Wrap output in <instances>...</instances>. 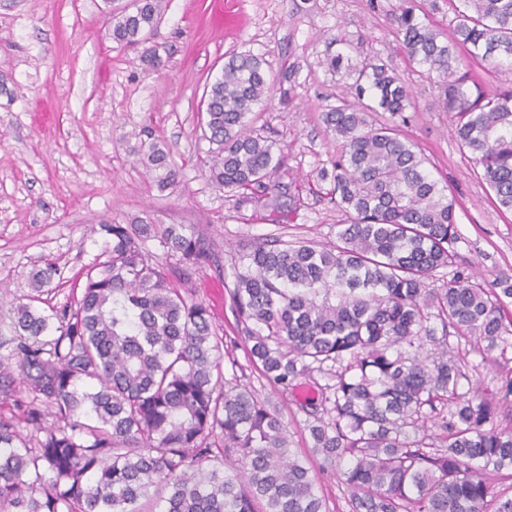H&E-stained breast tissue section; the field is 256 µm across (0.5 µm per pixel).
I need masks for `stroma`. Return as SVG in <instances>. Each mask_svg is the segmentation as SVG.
Listing matches in <instances>:
<instances>
[{"label": "stroma", "mask_w": 512, "mask_h": 512, "mask_svg": "<svg viewBox=\"0 0 512 512\" xmlns=\"http://www.w3.org/2000/svg\"><path fill=\"white\" fill-rule=\"evenodd\" d=\"M225 2L166 0L142 48L108 37L113 14L133 0H0V337L12 336L11 305L26 300L31 275L45 262L61 272L47 305L63 306L83 284L86 268L103 258L104 240L94 231L101 220L147 215L203 226L223 268L198 271L189 289L224 334V379L275 405L306 460L312 441L300 402L318 389L301 377L278 394L253 365L225 278L240 254L265 239L337 243L345 215L317 178L337 148L322 113L349 96V79L323 65L336 37L347 40L355 61L387 64L409 83L412 105L398 128L456 201L453 247L462 266L489 282L512 279V213L499 210L481 167L454 137L436 80L419 76L403 52L393 25L401 0H233L241 24L219 28L213 18ZM147 47L160 67L144 65ZM245 51L263 58L271 83L254 126L283 146L282 179L300 191L301 206L285 224L266 221L260 207L239 203L209 178L204 91L231 54ZM146 126L173 152L174 187L158 188L137 160Z\"/></svg>", "instance_id": "obj_1"}]
</instances>
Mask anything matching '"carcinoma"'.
I'll use <instances>...</instances> for the list:
<instances>
[{"mask_svg":"<svg viewBox=\"0 0 512 512\" xmlns=\"http://www.w3.org/2000/svg\"><path fill=\"white\" fill-rule=\"evenodd\" d=\"M164 2L135 0L113 17L112 41L147 42ZM460 2L448 38L420 19L415 0L394 16L396 34L421 74L438 77L456 139L512 212V87L486 91L459 53L511 61L512 0ZM324 64L353 77L356 98L322 113L340 142L331 169L318 173L347 216L338 244L259 243L239 257L228 289L248 357L279 393L315 372L336 379L302 406L316 466L290 448L273 406L224 381L223 336L187 289L194 273L219 267L205 230L107 220V259L87 270L80 295L33 306L58 275L47 263L29 302L14 307L12 348L0 354V512H327L317 470L341 460L350 512H512V496L486 477L512 478V369L492 390L464 391L460 351L473 338L481 355L509 362L512 284L489 285L457 263L454 198L416 143L370 121L374 112L402 116L405 78L342 50ZM270 90L262 58L228 57L204 95L216 144L208 167L213 184L244 192L240 200L282 224L300 195L274 179L283 150L250 118ZM137 154L159 188L178 183L160 140H141ZM444 268L449 279L430 287ZM228 460L237 464L230 473Z\"/></svg>","mask_w":512,"mask_h":512,"instance_id":"1","label":"carcinoma"}]
</instances>
